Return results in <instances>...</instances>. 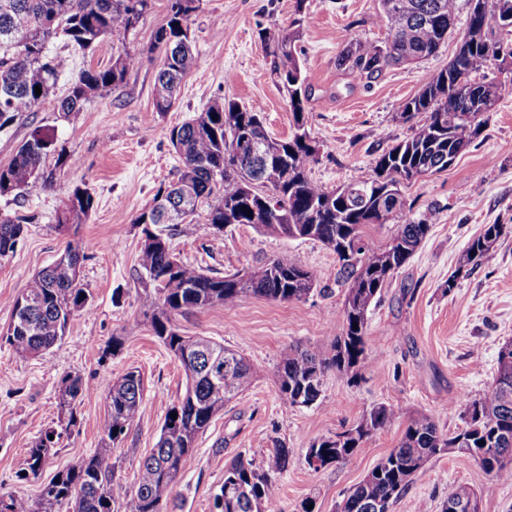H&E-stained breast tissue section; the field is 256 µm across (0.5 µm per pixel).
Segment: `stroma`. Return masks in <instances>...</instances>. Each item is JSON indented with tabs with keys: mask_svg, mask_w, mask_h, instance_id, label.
I'll list each match as a JSON object with an SVG mask.
<instances>
[{
	"mask_svg": "<svg viewBox=\"0 0 512 512\" xmlns=\"http://www.w3.org/2000/svg\"><path fill=\"white\" fill-rule=\"evenodd\" d=\"M167 7L168 0H154L152 11L128 36L125 50L139 62L112 93L92 98L71 120L44 109L0 131V166L11 161L36 126L50 130L57 150L74 161L39 195L0 196L1 213L37 217L14 252L0 258V332L12 321V299L69 242H78L84 252L81 279L91 294L90 312L77 316L47 353L22 358L0 341V489L32 500L58 471L103 447L106 395L128 369L139 370L145 384L141 418L121 446L116 471L128 489H135L139 464L154 448L168 409L185 394L182 368L140 310L136 280L141 227L134 218L176 174L170 128L224 98L257 107L272 137H287L294 129L288 94L265 37L289 27L297 17L295 0H201L191 18L197 65L183 79L173 108L158 112L153 102L161 59L146 57L145 51ZM379 11L380 0H305L300 16L298 57L311 92L304 122L321 146L311 176L329 189L370 172L378 154L409 136L399 104L414 96L429 74L443 69L456 50L452 36L437 56L390 67L374 79L356 77L339 67L337 58L350 43L386 41ZM51 51L65 82L82 69L109 66L117 55L107 41L85 53L58 39ZM486 76L502 92L479 135L448 169L402 188L403 218L415 220L431 211L435 221L370 311L361 379L350 384L328 371L320 404L284 405L271 374L285 348L328 349L342 334L349 283L333 250L314 240L265 235L247 224L218 233L201 222L177 225L170 244L186 263L224 274L280 258L311 270L317 284L301 301L246 296L231 306L175 316L183 335L204 336L242 353L254 377L249 389L199 433L169 494V512H216L214 498L227 464L239 456L261 458L279 443L290 450L288 468L277 477L279 512H302L307 502L313 512H340L345 493L397 447L411 417L431 414L446 435L463 427V409L452 405V398L483 395L501 344L512 340V69L492 67ZM77 186L88 188L95 207L70 236L56 230V214ZM488 224L504 227L491 258L460 268L468 243ZM116 336L122 339L117 350L112 347ZM68 375L95 390L78 406L79 425L71 432L63 429L59 407L61 381ZM381 403L395 410L390 425L347 460L309 468L306 453L314 441L350 428ZM49 430L58 431L59 438L39 476L18 479L19 460ZM452 484L476 490L492 486L482 512H512V481L492 482L457 453L429 461L391 512H441Z\"/></svg>",
	"mask_w": 512,
	"mask_h": 512,
	"instance_id": "stroma-1",
	"label": "stroma"
}]
</instances>
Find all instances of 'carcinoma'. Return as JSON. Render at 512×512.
<instances>
[{
    "label": "carcinoma",
    "instance_id": "carcinoma-1",
    "mask_svg": "<svg viewBox=\"0 0 512 512\" xmlns=\"http://www.w3.org/2000/svg\"><path fill=\"white\" fill-rule=\"evenodd\" d=\"M393 0H380L377 21L388 30L384 44L355 42L338 57V65L361 78H373L392 66L436 55L448 34L465 15L464 29L448 66L431 75L421 89L399 107L409 121L421 112L424 123L409 138L376 157L372 175L360 176L341 188L329 190L311 177L319 156L317 142L305 129L309 100L305 77L293 51L299 30L268 35L272 54L288 92L295 131L284 139L271 137L262 113L235 100L218 99L189 121L169 130V142L181 166L177 179L158 187L156 194L192 185L197 203H207L206 226L249 224L269 235L317 240L331 248L350 281L344 303L343 333L329 350L290 346L281 353L274 382L287 406H312L329 370L354 382L366 357L368 314L393 274L412 258L432 224L428 214L398 225L391 242L378 248L365 235L370 224H383L402 212L399 185L448 168V156L459 155L477 137L484 113L474 102L496 104L502 87L494 81H476L473 75L512 57V0H403L406 7L392 10ZM153 7V0H0V130L28 114L48 108L69 120L94 96L112 92L123 83L139 58L118 56L107 69H83L59 96L58 65L46 54L47 44L64 39L89 50L102 41L122 43ZM200 0H169L168 13L153 36L148 54L162 55L155 85L154 109L169 111L183 78L195 67V45L190 19ZM41 94H35V87ZM267 142V160L251 154V142ZM53 141L34 128L8 165L0 167V195H38L62 171L70 158L58 153L54 168L46 170ZM93 197L75 187L57 215V227L69 229L86 221ZM35 215L0 216V257L14 252ZM503 226L489 224L462 255L459 268L488 259ZM146 240L140 247L137 280L142 287L139 305L153 334L180 364L186 378L184 397L170 407L159 440L139 467L137 487L131 491L115 480L118 446L141 415L143 383L129 371L112 384L106 395L107 411L101 422L105 446L78 465L57 472L44 484L37 500L0 492V512H163V502L191 457L198 434L248 389L253 371L246 359L225 349L227 360L208 363L205 357L185 356L191 337L182 335L173 317L195 309L232 305L246 295L274 301H300L316 286V276L303 266L272 259L240 274L213 275L183 262L173 252L169 234ZM57 260L69 274H57L56 264L36 272L24 293L12 300L15 326L0 336L21 357L38 356L65 335L73 319L90 311L80 278L84 253L68 245ZM358 329H353V325ZM91 395L78 377L62 381L60 406L67 413L66 429L76 426L77 405ZM465 427L452 435L439 431L434 417L420 412L405 427L399 445L382 458L343 499L340 512H389V508L427 463L444 452L472 459L494 480H512V341L501 345L497 370L488 389L478 398L460 401ZM177 417H172V414ZM394 411L373 406L353 427L334 437L314 442L322 464L350 457L371 435L391 424ZM55 441L44 435L29 448L19 465L21 480L43 469ZM290 451L279 444L263 459L239 457L224 470V484L216 497L220 512H278L277 475L288 469ZM491 487L476 492L461 484L448 485L442 512L465 499L476 502Z\"/></svg>",
    "mask_w": 512,
    "mask_h": 512
}]
</instances>
